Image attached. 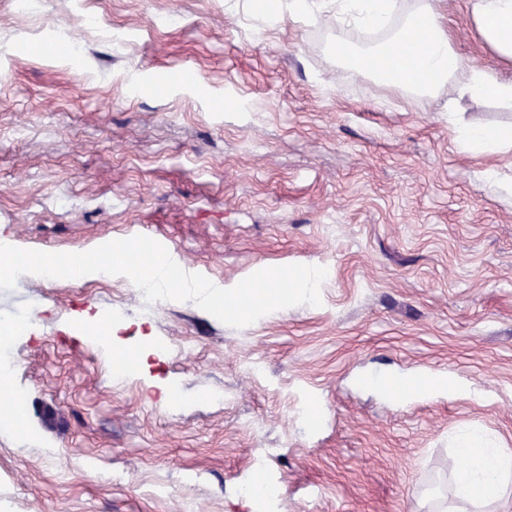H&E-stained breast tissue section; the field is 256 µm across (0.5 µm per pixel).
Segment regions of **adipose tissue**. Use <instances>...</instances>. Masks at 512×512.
I'll return each mask as SVG.
<instances>
[{
    "label": "adipose tissue",
    "mask_w": 512,
    "mask_h": 512,
    "mask_svg": "<svg viewBox=\"0 0 512 512\" xmlns=\"http://www.w3.org/2000/svg\"><path fill=\"white\" fill-rule=\"evenodd\" d=\"M468 12L482 42L499 59L512 61V0H469ZM349 25L380 31L382 37L376 43L350 49L344 38H337L336 57L357 72L364 60L393 59V66L370 69L378 84L418 98L438 96L449 85L458 96L489 99L512 109V80L460 58L429 0H421L404 13L399 12L396 0H336L337 29ZM454 134L457 147L464 151L512 152L511 127L458 123ZM459 452L464 467L454 477V499L472 512H484L512 485V453L489 447L476 433L460 442Z\"/></svg>",
    "instance_id": "1"
}]
</instances>
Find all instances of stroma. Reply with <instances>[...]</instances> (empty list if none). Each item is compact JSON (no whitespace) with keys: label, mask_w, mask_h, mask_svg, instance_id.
I'll return each instance as SVG.
<instances>
[{"label":"stroma","mask_w":512,"mask_h":512,"mask_svg":"<svg viewBox=\"0 0 512 512\" xmlns=\"http://www.w3.org/2000/svg\"><path fill=\"white\" fill-rule=\"evenodd\" d=\"M431 2L464 60L512 77L468 0ZM321 8L307 24L249 0H0V244L144 235L223 289L327 270L320 305L241 328L121 275L0 290L5 388L23 396L0 422V512H257L239 488L260 454L280 512H426L452 497L462 432L512 449V194L479 176L511 179L512 154L461 152L451 125L512 126V109L345 68ZM66 38L83 53L42 55ZM94 318L164 357L113 376ZM424 372L457 390L368 383Z\"/></svg>","instance_id":"obj_1"}]
</instances>
